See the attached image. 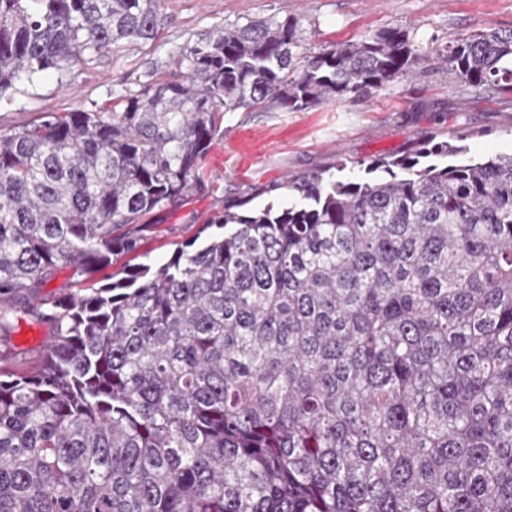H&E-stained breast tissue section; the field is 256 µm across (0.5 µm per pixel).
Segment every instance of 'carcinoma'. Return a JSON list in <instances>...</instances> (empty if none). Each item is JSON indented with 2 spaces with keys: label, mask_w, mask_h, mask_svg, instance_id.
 Here are the masks:
<instances>
[{
  "label": "carcinoma",
  "mask_w": 512,
  "mask_h": 512,
  "mask_svg": "<svg viewBox=\"0 0 512 512\" xmlns=\"http://www.w3.org/2000/svg\"><path fill=\"white\" fill-rule=\"evenodd\" d=\"M158 28L157 0H0V101ZM435 54L512 92L510 29ZM422 59L398 26L316 52L296 19L236 20L180 81L0 133V296L136 251L224 113L365 98ZM464 139L355 180L338 154L34 308L42 365L0 367V512H512V153Z\"/></svg>",
  "instance_id": "carcinoma-1"
}]
</instances>
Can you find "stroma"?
Instances as JSON below:
<instances>
[{
	"instance_id": "stroma-1",
	"label": "stroma",
	"mask_w": 512,
	"mask_h": 512,
	"mask_svg": "<svg viewBox=\"0 0 512 512\" xmlns=\"http://www.w3.org/2000/svg\"><path fill=\"white\" fill-rule=\"evenodd\" d=\"M241 16L297 18L315 48L400 26L410 31L426 59L365 99L301 112L226 113L189 191L145 216L136 252L115 257L90 279L73 266H59L42 288L14 298L24 317L11 335H0V353L11 358L8 371L27 372L50 339L49 326L35 322L28 308L77 294L89 281H103L126 266L166 262L248 186L323 168L338 154L352 162L346 177L357 179L361 173L356 161L401 155L432 135L448 140L464 133L475 156L512 153V93L465 84L442 68L435 54L437 47L480 29H512V0H161L155 41L128 44L121 52L97 57L75 67L63 82L48 72L35 85H19L12 102L0 105V133L44 112L108 109L146 81L182 78L177 63L181 48Z\"/></svg>"
}]
</instances>
